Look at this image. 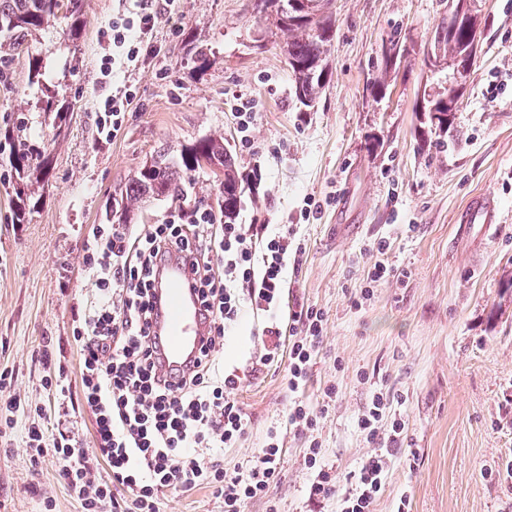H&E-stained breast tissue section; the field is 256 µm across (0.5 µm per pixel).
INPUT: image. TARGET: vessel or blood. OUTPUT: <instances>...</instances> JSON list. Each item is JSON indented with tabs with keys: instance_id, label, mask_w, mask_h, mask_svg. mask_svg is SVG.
<instances>
[{
	"instance_id": "obj_1",
	"label": "vessel or blood",
	"mask_w": 512,
	"mask_h": 512,
	"mask_svg": "<svg viewBox=\"0 0 512 512\" xmlns=\"http://www.w3.org/2000/svg\"><path fill=\"white\" fill-rule=\"evenodd\" d=\"M467 217L485 224L496 223L497 208L493 198H475ZM155 302L158 316L154 329L163 341L164 364L174 367L188 364L206 343L202 306L193 286L188 259L173 257L165 263L157 280Z\"/></svg>"
}]
</instances>
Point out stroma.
Wrapping results in <instances>:
<instances>
[{"instance_id":"1","label":"stroma","mask_w":512,"mask_h":512,"mask_svg":"<svg viewBox=\"0 0 512 512\" xmlns=\"http://www.w3.org/2000/svg\"><path fill=\"white\" fill-rule=\"evenodd\" d=\"M444 7L443 0H335L330 81L310 108L296 102L282 40L255 0H177L171 12L162 0H85L79 50L58 28L36 40L44 88L29 86L25 56L1 63L0 131L22 129L49 158L42 203L30 223L17 224L8 155L0 153V371L14 370L12 391L32 405L45 402L39 353L49 338L79 382L71 321L88 289L81 246L107 223L113 190L156 151L176 158L220 132L247 177L238 223L258 225L262 238L288 230L296 247L273 362L253 366L264 351L263 311L245 307L224 343V367L239 375L236 397L249 417L244 437L224 451L225 469L244 465L279 427L280 478L271 494L280 512H336L335 501L309 495V440L321 443L326 468L352 479L370 450L355 420L381 391L405 430L375 512H393L402 497L408 512H512V0L481 2V59L466 78L457 144L422 150L420 107L447 84L423 54ZM143 8L158 16V54L138 66L116 62L102 76L113 22L135 21ZM395 33L405 52L385 96H376L368 83ZM197 46L209 58L201 71L192 60ZM499 73L508 81L497 89ZM46 89L73 105L63 133L40 109ZM126 90L133 97L123 126L106 139L97 110ZM240 96L257 102L248 149L231 109ZM480 193L495 197L498 229L458 223ZM219 194L210 170L188 173L183 198L146 201L133 230L147 232L178 207L216 205ZM310 199L323 207L305 220ZM381 239L382 255L374 248ZM378 260L391 276L372 285L367 274ZM368 285L373 296L359 303ZM307 305L321 308L326 322L302 397L317 408L326 387L338 391L312 436L281 425L288 335ZM22 433L18 426L0 438V512H41L44 496L55 512H78L56 462L31 461ZM159 508L224 512L209 488L164 492Z\"/></svg>"}]
</instances>
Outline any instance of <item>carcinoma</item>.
<instances>
[{"label": "carcinoma", "mask_w": 512, "mask_h": 512, "mask_svg": "<svg viewBox=\"0 0 512 512\" xmlns=\"http://www.w3.org/2000/svg\"><path fill=\"white\" fill-rule=\"evenodd\" d=\"M323 2L327 12L316 19L301 24H276L285 38L295 90L304 92L310 101L316 99L327 85L326 51L336 28V19L330 12L332 0ZM474 16L473 7L461 13L457 10V0H448V15L443 17L428 51L438 50L444 58H457L464 70L471 71L475 62L462 57V52L471 40L473 27L470 21ZM61 19L65 21L64 37L73 44L77 43L85 24L84 0H0V54H27L28 83L32 87L42 85L45 71L44 55L33 50V41L40 32L50 29ZM401 51L402 45L394 34L385 45V70L392 68L394 61L401 57ZM41 108L53 117L59 130L71 111L70 103L57 92L44 97ZM455 119L454 112L440 113L437 121L431 123L430 130L418 134L420 146L447 143L456 131ZM4 140L10 146L9 164L14 170L17 185L15 223L27 224L38 209L41 198L38 189L44 182L48 158L39 148L11 131L4 133ZM206 165L217 167L224 176L220 207L224 209V222L234 223L240 210L244 175L222 134H211L201 139L182 152L176 162L165 153L156 154L150 167H139L125 184L119 210L127 219L146 197H181L184 176Z\"/></svg>", "instance_id": "carcinoma-1"}]
</instances>
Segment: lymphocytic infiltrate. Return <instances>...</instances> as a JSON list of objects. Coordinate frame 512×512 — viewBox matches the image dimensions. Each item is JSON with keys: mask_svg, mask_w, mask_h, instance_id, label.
Masks as SVG:
<instances>
[{"mask_svg": "<svg viewBox=\"0 0 512 512\" xmlns=\"http://www.w3.org/2000/svg\"><path fill=\"white\" fill-rule=\"evenodd\" d=\"M84 272L91 299L72 320V337L82 355L79 385H72L66 364L50 348L41 352L48 373L42 388L59 411L74 407L90 413L91 450L78 447L65 421L36 406L23 437L31 460L46 457L58 465L60 482L76 497L80 512H159L161 494L214 489L224 512H243L245 504L267 497L279 475L280 434L271 429L263 448L245 467L224 470L216 456L245 434L248 421L235 397L236 374L225 373L221 354L224 335L244 303L270 312L263 333L280 339L273 311L288 264V235L279 233L256 244L249 224H218L212 208L175 209L164 223L143 234L126 224H100L82 244ZM191 259L199 291L207 340L192 368L164 372L160 344L150 333L155 315L157 275L173 253ZM295 318L286 385L290 394L284 415L290 428L314 430L312 408L298 394L322 344L325 314L313 306ZM388 409L374 394L357 427L373 451L363 460L355 484L343 487L323 464V450L311 441L305 464L314 473L310 494L336 499L340 512H374L393 451L404 431L394 419L389 447H378L380 422ZM108 465L98 475L92 460Z\"/></svg>", "mask_w": 512, "mask_h": 512, "instance_id": "f902f5d3", "label": "lymphocytic infiltrate"}]
</instances>
